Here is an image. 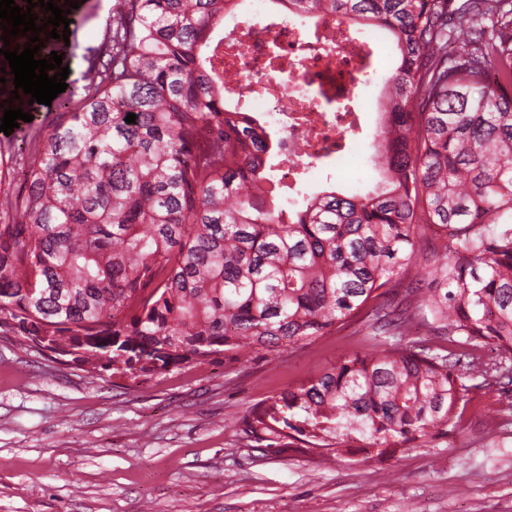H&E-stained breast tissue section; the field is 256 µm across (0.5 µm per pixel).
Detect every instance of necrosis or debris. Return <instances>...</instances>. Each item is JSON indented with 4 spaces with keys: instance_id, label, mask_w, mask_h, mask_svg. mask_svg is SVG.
<instances>
[{
    "instance_id": "1",
    "label": "necrosis or debris",
    "mask_w": 512,
    "mask_h": 512,
    "mask_svg": "<svg viewBox=\"0 0 512 512\" xmlns=\"http://www.w3.org/2000/svg\"><path fill=\"white\" fill-rule=\"evenodd\" d=\"M266 0H236L224 15V41L213 60L215 73L234 69L238 82L226 103L258 114L282 142V182L296 185L304 165H340L344 129L356 126V112H342L345 95L371 82L367 56L376 30L337 24L335 16L264 14Z\"/></svg>"
}]
</instances>
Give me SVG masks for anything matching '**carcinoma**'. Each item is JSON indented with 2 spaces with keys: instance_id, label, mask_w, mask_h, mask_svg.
Segmentation results:
<instances>
[{
  "instance_id": "cac0c4a2",
  "label": "carcinoma",
  "mask_w": 512,
  "mask_h": 512,
  "mask_svg": "<svg viewBox=\"0 0 512 512\" xmlns=\"http://www.w3.org/2000/svg\"><path fill=\"white\" fill-rule=\"evenodd\" d=\"M120 2L93 90L28 123L0 188V330L136 377L361 321L369 349L253 405L246 437L327 460L461 432L472 394L512 383V0H270L376 25L398 54L370 144L383 182L301 201L260 121L216 108L232 0ZM442 251L429 287L409 277Z\"/></svg>"
}]
</instances>
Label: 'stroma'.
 Instances as JSON below:
<instances>
[{
    "label": "stroma",
    "instance_id": "1",
    "mask_svg": "<svg viewBox=\"0 0 512 512\" xmlns=\"http://www.w3.org/2000/svg\"><path fill=\"white\" fill-rule=\"evenodd\" d=\"M114 2L72 10L82 25L62 49L68 92L82 90ZM372 133L364 125L344 165L311 172L301 191L378 181ZM365 332L354 324L278 353L228 352L131 379L88 373L0 331V512H512V391L477 394L461 434L383 460L322 461L247 441L250 406L364 350ZM490 416L506 421L493 446Z\"/></svg>",
    "mask_w": 512,
    "mask_h": 512
}]
</instances>
